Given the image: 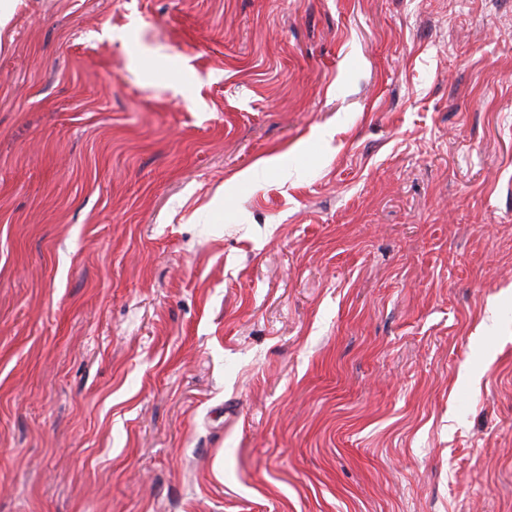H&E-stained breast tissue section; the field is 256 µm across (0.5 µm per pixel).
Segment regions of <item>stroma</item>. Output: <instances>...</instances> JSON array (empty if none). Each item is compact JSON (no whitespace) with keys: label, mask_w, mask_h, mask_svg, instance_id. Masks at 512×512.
Returning a JSON list of instances; mask_svg holds the SVG:
<instances>
[{"label":"stroma","mask_w":512,"mask_h":512,"mask_svg":"<svg viewBox=\"0 0 512 512\" xmlns=\"http://www.w3.org/2000/svg\"><path fill=\"white\" fill-rule=\"evenodd\" d=\"M0 512H512V0H18Z\"/></svg>","instance_id":"35a3bbf8"}]
</instances>
